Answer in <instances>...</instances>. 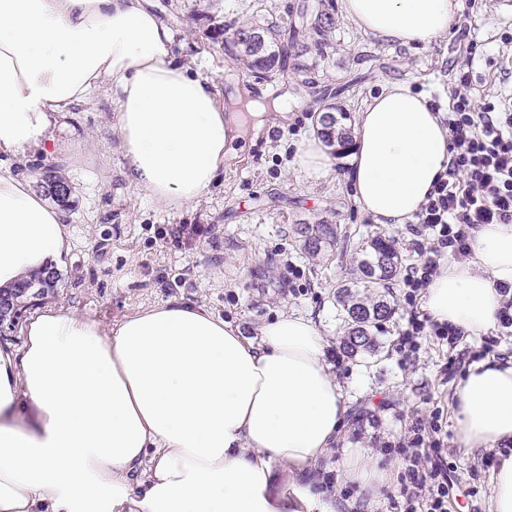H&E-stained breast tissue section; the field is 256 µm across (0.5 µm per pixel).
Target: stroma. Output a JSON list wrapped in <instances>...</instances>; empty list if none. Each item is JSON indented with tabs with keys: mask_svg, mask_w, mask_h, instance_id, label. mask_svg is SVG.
<instances>
[{
	"mask_svg": "<svg viewBox=\"0 0 512 512\" xmlns=\"http://www.w3.org/2000/svg\"><path fill=\"white\" fill-rule=\"evenodd\" d=\"M307 0H157L175 32V52L202 68L221 93L255 98L289 95L291 112L225 165L208 194L181 209L154 203L126 177L112 124L118 110L108 91L94 93L53 123L59 150L28 152L13 170L39 184L44 166H57L70 186L61 209L69 250L56 262L61 281L43 304L95 317L111 329L122 317L169 300L202 304L244 334L283 312L312 315L330 341L328 359L344 388L349 412L344 436L322 461L323 488L349 504L347 512H404L406 458L414 438L438 449L448 470V512H486L492 466L457 450L450 401L466 366L487 355L512 354V333L491 332L455 345L423 336L416 348L402 334L418 305L408 304L402 280L388 299L389 318L374 328L372 350L351 355L342 340L346 316L339 286L359 275L362 249L374 235L394 239L402 265L413 224H378L356 205L344 155L331 173L305 179L294 162L317 133L326 108L353 126L358 112L385 83L404 81L414 92L447 100L453 69L467 65L477 81L502 85L506 48L496 35L512 26V0L462 4L452 36L413 51L364 35L344 15L342 0H323L336 25L322 51L308 53L306 71L285 67L256 79L212 42L224 17L261 24L297 19ZM333 224L336 245L312 257L301 248L300 224ZM356 448L378 456L389 480L376 491L348 482L347 455Z\"/></svg>",
	"mask_w": 512,
	"mask_h": 512,
	"instance_id": "stroma-1",
	"label": "stroma"
}]
</instances>
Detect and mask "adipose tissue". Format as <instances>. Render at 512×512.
<instances>
[{"mask_svg":"<svg viewBox=\"0 0 512 512\" xmlns=\"http://www.w3.org/2000/svg\"><path fill=\"white\" fill-rule=\"evenodd\" d=\"M363 34L412 49L448 36L459 0H343ZM152 0H0V155L49 151L48 128L109 88L131 182L156 203L202 199L240 147L215 81L173 52ZM348 178L380 224L413 220L446 169L448 129L422 94L385 86L354 124ZM421 294L430 321L497 329L512 224L471 232ZM69 248L61 211L0 170V286ZM0 349V512H341L313 471L348 407L318 321L279 314L254 335L166 301L103 330L59 309ZM460 451L494 453L488 512H512V357L472 362L451 404ZM288 489L273 493L276 467Z\"/></svg>","mask_w":512,"mask_h":512,"instance_id":"obj_1","label":"adipose tissue"}]
</instances>
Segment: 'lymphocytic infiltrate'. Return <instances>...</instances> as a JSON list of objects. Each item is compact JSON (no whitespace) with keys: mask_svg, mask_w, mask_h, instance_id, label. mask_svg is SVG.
<instances>
[{"mask_svg":"<svg viewBox=\"0 0 512 512\" xmlns=\"http://www.w3.org/2000/svg\"><path fill=\"white\" fill-rule=\"evenodd\" d=\"M450 160L415 215L416 256L404 276L407 300L426 288L440 268L443 255L457 260L471 255L469 231L479 224H512V98L476 93L466 69L452 75L447 106ZM441 458L427 452L409 457L408 476L422 491L426 512H448V485L441 482Z\"/></svg>","mask_w":512,"mask_h":512,"instance_id":"1","label":"lymphocytic infiltrate"}]
</instances>
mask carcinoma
<instances>
[{
  "instance_id": "carcinoma-1",
  "label": "carcinoma",
  "mask_w": 512,
  "mask_h": 512,
  "mask_svg": "<svg viewBox=\"0 0 512 512\" xmlns=\"http://www.w3.org/2000/svg\"><path fill=\"white\" fill-rule=\"evenodd\" d=\"M334 24L332 14L319 9L311 12L305 9L299 15V22L288 28L273 20L263 26L231 20L214 27L210 38L221 43L229 55L242 61L257 78L264 79L275 64L284 66L290 60L294 69L305 70L307 65L301 60L302 54L296 51L300 39L320 36ZM318 124V134L328 147H346L350 133L339 124L335 113L328 110L320 113ZM41 183L57 200L65 201L69 187L56 168H46ZM296 231L303 237L304 252L313 257L320 253L321 244L336 240V230L331 224H300ZM359 270L363 278L341 285L337 292V302L351 322L343 343L352 352L372 348L371 328L387 319L392 312L387 302L372 298L367 291L391 283L399 274L394 241L374 236L370 240V251L364 252L360 261Z\"/></svg>"
}]
</instances>
